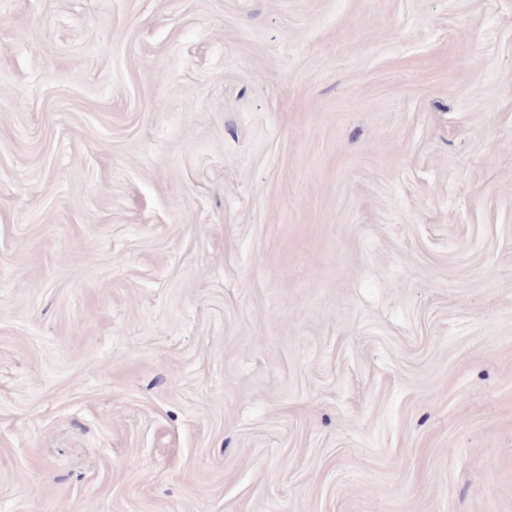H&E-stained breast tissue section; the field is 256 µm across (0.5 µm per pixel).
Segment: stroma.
<instances>
[{
  "mask_svg": "<svg viewBox=\"0 0 512 512\" xmlns=\"http://www.w3.org/2000/svg\"><path fill=\"white\" fill-rule=\"evenodd\" d=\"M0 512H512V0H0Z\"/></svg>",
  "mask_w": 512,
  "mask_h": 512,
  "instance_id": "35a3bbf8",
  "label": "stroma"
}]
</instances>
